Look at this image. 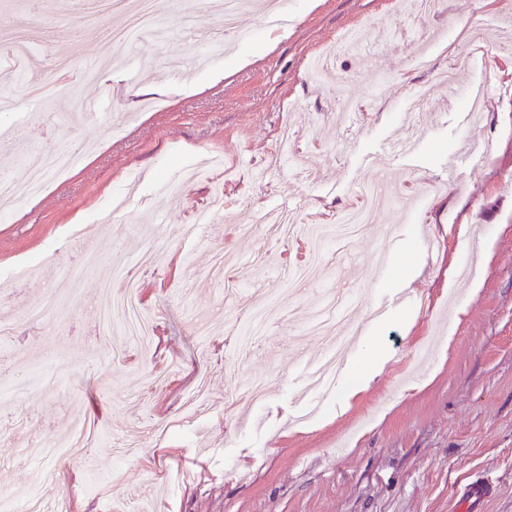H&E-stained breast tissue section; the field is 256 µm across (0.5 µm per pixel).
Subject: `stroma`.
Here are the masks:
<instances>
[{"label":"stroma","instance_id":"35a3bbf8","mask_svg":"<svg viewBox=\"0 0 512 512\" xmlns=\"http://www.w3.org/2000/svg\"><path fill=\"white\" fill-rule=\"evenodd\" d=\"M0 4L25 29L31 78L77 87L99 114L67 129L48 102L0 77V95L16 101L0 114V131L15 132L0 144V175L26 177L35 147L22 134L34 128L60 147L101 143L39 200L0 214V314L48 299L77 261L69 236L88 224L92 240L122 239L116 257L139 265L157 325L147 348L102 331L94 299L111 271L100 266L76 283L72 312L0 341L17 387L0 394V430L22 420L58 441L80 420L96 431L79 458L38 459L58 480L36 488L18 460L20 435L1 441L0 489L66 499L67 512H448L451 492L480 476L497 490L485 512H512V8L439 0L401 19L394 0H288L287 25L248 10L229 53L202 64L196 34L218 22L208 0H167L168 39L133 46L123 71L90 82L83 67L106 52L97 30L123 27L124 15L89 19L86 0H56L40 15L26 0ZM363 23L370 49L335 56L315 82L311 59ZM448 69L459 86H483L479 111L439 85ZM382 84L388 93L375 95ZM420 88L431 92L422 106ZM344 98L364 121L337 120ZM412 131L422 141L415 166L382 152ZM452 153L467 157L453 184L443 168ZM365 158L386 181L372 223L349 253L327 258L325 275L284 288L283 261L303 248L286 254L268 227L247 236L241 226L272 208L333 219L357 203ZM219 186L226 222L198 223ZM117 197L122 213L100 223ZM395 235L400 247L378 269L375 254ZM425 236L436 244L429 254ZM474 237L483 246L471 253ZM219 247L243 279L230 300L210 278ZM406 286L409 308L371 320L381 295ZM328 288L348 293L363 341L387 357L351 399L364 374L354 347L337 390L304 385V364L324 344L303 327ZM263 304L279 316L240 366L231 328ZM60 357L61 378L25 386L30 368ZM257 375L270 391L253 402L245 392Z\"/></svg>","mask_w":512,"mask_h":512}]
</instances>
